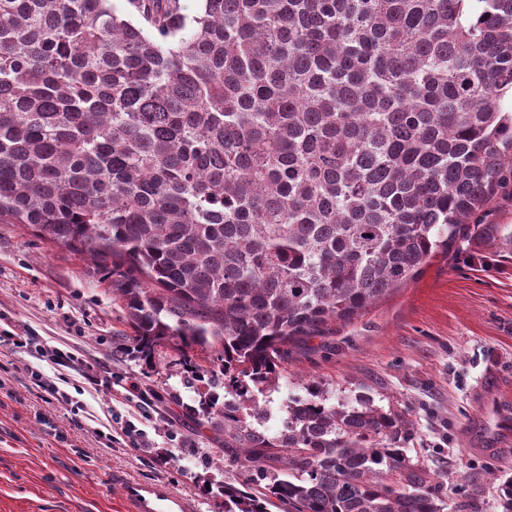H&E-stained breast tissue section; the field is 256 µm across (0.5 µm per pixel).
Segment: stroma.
<instances>
[{"label":"stroma","instance_id":"35a3bbf8","mask_svg":"<svg viewBox=\"0 0 512 512\" xmlns=\"http://www.w3.org/2000/svg\"><path fill=\"white\" fill-rule=\"evenodd\" d=\"M95 266L33 229L0 223V330L13 327L36 344L0 343V512H121L113 475L163 480L188 495L197 512H224L210 484L243 486L235 449L204 426L197 413L206 385L188 383L181 368L145 365L125 352L129 328ZM69 348L154 396L150 418L132 404L124 420L145 435L142 448L105 447L93 430L111 432L109 392L94 390L43 352ZM29 364L48 378L65 376L67 393L82 402L89 436L77 437L67 405L40 402L32 379L15 373ZM288 374L260 394L255 425L276 433L290 397L322 391L329 403L367 399L405 413L416 433L404 452L446 512H500L493 475L512 477V448L498 449L495 418L483 412L500 385L512 383V254L484 247L436 257L423 273L334 334L291 349ZM84 450L85 462L75 460Z\"/></svg>","mask_w":512,"mask_h":512}]
</instances>
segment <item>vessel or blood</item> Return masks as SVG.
I'll return each mask as SVG.
<instances>
[{
	"label": "vessel or blood",
	"instance_id": "obj_1",
	"mask_svg": "<svg viewBox=\"0 0 512 512\" xmlns=\"http://www.w3.org/2000/svg\"><path fill=\"white\" fill-rule=\"evenodd\" d=\"M125 512H196L194 502L161 480L118 478Z\"/></svg>",
	"mask_w": 512,
	"mask_h": 512
}]
</instances>
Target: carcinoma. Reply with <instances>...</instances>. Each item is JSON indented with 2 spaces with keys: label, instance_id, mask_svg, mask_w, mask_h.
<instances>
[{
  "label": "carcinoma",
  "instance_id": "1",
  "mask_svg": "<svg viewBox=\"0 0 512 512\" xmlns=\"http://www.w3.org/2000/svg\"><path fill=\"white\" fill-rule=\"evenodd\" d=\"M202 2L0 0V222L106 272L141 359L232 396L202 417L261 493L224 512H445L399 413L312 391L274 437L250 418L290 347L512 249L472 222L512 184V0Z\"/></svg>",
  "mask_w": 512,
  "mask_h": 512
}]
</instances>
